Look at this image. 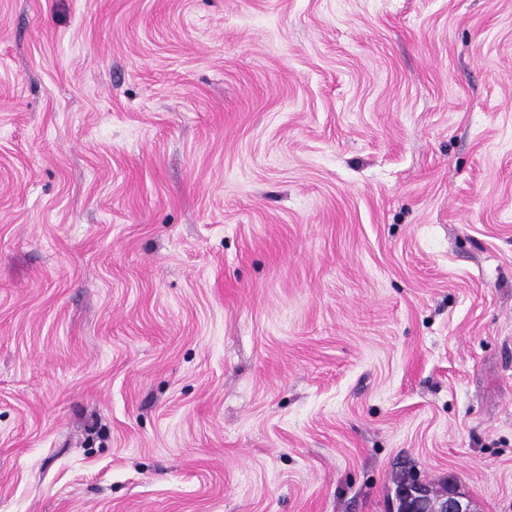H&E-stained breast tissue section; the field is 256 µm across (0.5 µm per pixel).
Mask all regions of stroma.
Here are the masks:
<instances>
[{
    "mask_svg": "<svg viewBox=\"0 0 512 512\" xmlns=\"http://www.w3.org/2000/svg\"><path fill=\"white\" fill-rule=\"evenodd\" d=\"M512 512V0H0V512ZM416 484L423 485L426 488L427 493L429 494V503H435L448 491L443 502H441L436 508H427L425 511L467 512L469 510L465 496L459 491V481L456 475H448V486L445 484H440L439 487H437L434 484H424L417 478V476L407 473L402 474L400 480L397 481L396 490L414 485L415 486L413 488L401 490L399 492L396 501V512H421L419 509L426 508L424 507L426 502L425 498L427 496L425 489ZM400 503L403 504L402 511L397 510V506Z\"/></svg>",
    "mask_w": 512,
    "mask_h": 512,
    "instance_id": "1",
    "label": "stroma"
}]
</instances>
